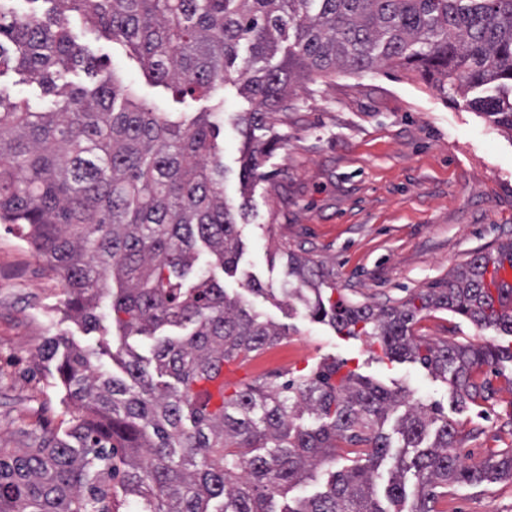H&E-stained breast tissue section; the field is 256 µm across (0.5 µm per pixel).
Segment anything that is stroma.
Masks as SVG:
<instances>
[{
  "label": "stroma",
  "mask_w": 512,
  "mask_h": 512,
  "mask_svg": "<svg viewBox=\"0 0 512 512\" xmlns=\"http://www.w3.org/2000/svg\"><path fill=\"white\" fill-rule=\"evenodd\" d=\"M84 43L134 88L137 99L161 112L215 110L223 145L224 194L244 205V242L225 287L242 292L261 320L286 331L276 346L244 359L247 381L280 373L291 378L323 362L348 369L392 390L439 403L466 435L470 461L512 448V392L481 405L455 409L446 383L416 364L391 361L379 346L338 335L313 320L304 305L245 291L248 280L287 287V251L324 264L348 301L382 304L444 286L476 253L512 238V135L484 113L445 101L421 79L380 68L339 71L297 87L288 111L277 113V143L263 153L255 177L242 186L245 151L240 115L247 107L236 85L216 98L177 100L173 89L149 81L125 46L88 32ZM60 276L0 224V447L27 448L31 428L59 427L74 418L56 370L40 347L63 336L81 347H104L97 364L112 369L119 333L112 297L96 310L97 330L85 331L66 315ZM420 335L474 345L511 342L445 310L424 312ZM477 437H469L471 429ZM442 512H512V484L457 490Z\"/></svg>",
  "instance_id": "obj_1"
}]
</instances>
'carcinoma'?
I'll list each match as a JSON object with an SVG mask.
<instances>
[{
	"label": "carcinoma",
	"instance_id": "obj_1",
	"mask_svg": "<svg viewBox=\"0 0 512 512\" xmlns=\"http://www.w3.org/2000/svg\"><path fill=\"white\" fill-rule=\"evenodd\" d=\"M0 0V76L36 84L44 100L0 92V223L62 278L68 307L87 329L112 280V311L124 335L145 336L151 357L127 345L112 354L123 375L100 370L95 351L60 336L42 348L79 415L59 437L44 428L31 448H0V512H119L111 482L143 512H438L453 488L512 482V448L469 463L455 424L438 409L372 383L345 363L310 376L265 379L196 396L192 386L224 363L259 354L282 332L259 320L197 264L198 247L228 273L242 241L224 197L219 125L212 112L184 115L132 105L133 89L110 73L95 88L59 89L97 60L68 23L131 48L159 84L217 96L240 85L247 137L274 129L295 87L336 70L387 66L414 74L445 100H463L512 133V0ZM49 3L51 8H33ZM288 53L276 66L286 33ZM248 45L252 64L235 67ZM262 143L248 141L242 187ZM512 239L479 252L417 298L374 306L333 299L325 268L293 252L288 298L318 293L311 311L344 336L377 344L390 361L410 359L448 383L453 402L497 393L490 376L512 365V343L476 346L415 335L418 315L447 310L512 337V289L494 298L489 266ZM420 303H415V300ZM155 363L159 380L145 368ZM352 449L351 465L326 490L285 509L274 499ZM415 494L409 509L407 487Z\"/></svg>",
	"mask_w": 512,
	"mask_h": 512
}]
</instances>
